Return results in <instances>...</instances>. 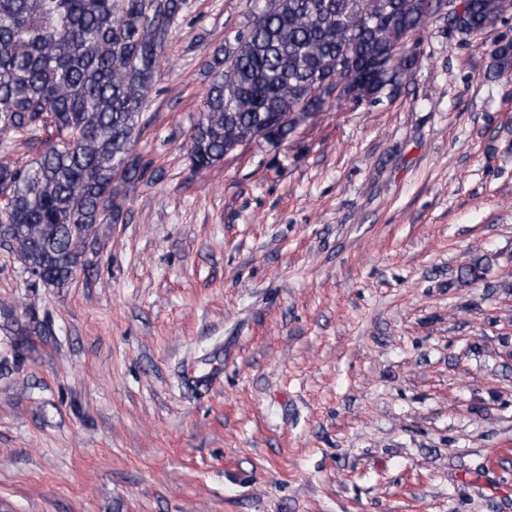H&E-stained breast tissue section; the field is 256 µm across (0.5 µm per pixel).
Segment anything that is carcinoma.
<instances>
[{
	"mask_svg": "<svg viewBox=\"0 0 512 512\" xmlns=\"http://www.w3.org/2000/svg\"><path fill=\"white\" fill-rule=\"evenodd\" d=\"M206 61L212 73L189 137L193 169L244 143L282 144L326 99L377 101L414 59L404 39L437 0H268ZM467 34L501 0H463ZM182 0H0V136L44 132L34 159L0 160V224L13 225L27 270L63 288L87 265L84 234L116 224L121 188L148 167L133 152ZM494 55L512 64V44Z\"/></svg>",
	"mask_w": 512,
	"mask_h": 512,
	"instance_id": "1",
	"label": "carcinoma"
}]
</instances>
